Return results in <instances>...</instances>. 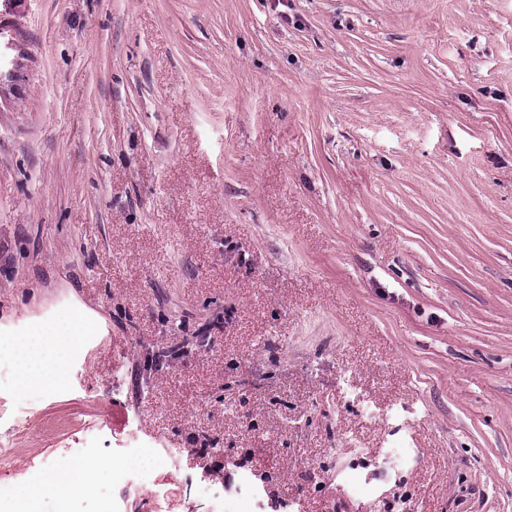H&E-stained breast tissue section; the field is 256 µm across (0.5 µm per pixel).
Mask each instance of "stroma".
<instances>
[{"label": "stroma", "mask_w": 512, "mask_h": 512, "mask_svg": "<svg viewBox=\"0 0 512 512\" xmlns=\"http://www.w3.org/2000/svg\"><path fill=\"white\" fill-rule=\"evenodd\" d=\"M0 485L137 432L163 497L512 512V0H0ZM65 331L48 326L38 336H27L1 340L2 348L10 350L17 362L15 380L22 385L46 381L59 382L62 379V365L67 355L82 342L81 322L66 325ZM196 487L199 494L212 500L213 507L211 512H255V503L261 496L260 488L248 474L242 477L240 496L237 500L233 501V508L225 505L224 492H217L209 483L197 480Z\"/></svg>", "instance_id": "1"}]
</instances>
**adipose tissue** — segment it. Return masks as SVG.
<instances>
[{
	"label": "adipose tissue",
	"mask_w": 512,
	"mask_h": 512,
	"mask_svg": "<svg viewBox=\"0 0 512 512\" xmlns=\"http://www.w3.org/2000/svg\"><path fill=\"white\" fill-rule=\"evenodd\" d=\"M82 326L73 322L66 328L50 326L38 335L8 339L0 347L10 350L17 362V372L23 385L62 378V365L67 355L80 346ZM84 472L74 469L65 460L53 463L39 472L34 480L15 497V512H34L36 501L44 497L64 503L75 486L80 485Z\"/></svg>",
	"instance_id": "ef3b65f1"
}]
</instances>
